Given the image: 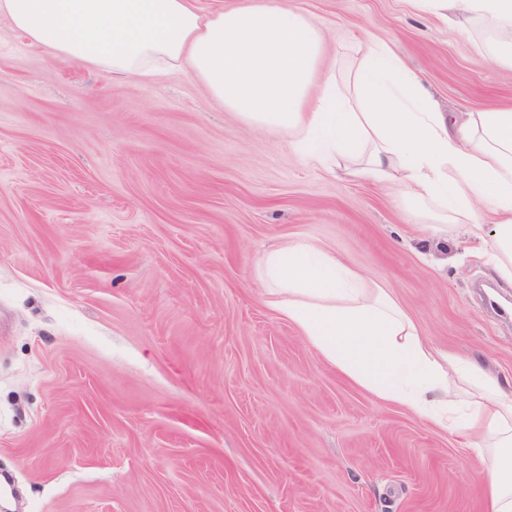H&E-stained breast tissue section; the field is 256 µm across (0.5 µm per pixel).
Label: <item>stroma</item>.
Here are the masks:
<instances>
[{
	"mask_svg": "<svg viewBox=\"0 0 512 512\" xmlns=\"http://www.w3.org/2000/svg\"><path fill=\"white\" fill-rule=\"evenodd\" d=\"M321 73L389 41L441 111L512 106V69L408 0H292ZM179 68L125 80L0 20V483L12 512H483L490 461L326 363L267 303L305 239L434 347L512 389V287Z\"/></svg>",
	"mask_w": 512,
	"mask_h": 512,
	"instance_id": "35a3bbf8",
	"label": "stroma"
}]
</instances>
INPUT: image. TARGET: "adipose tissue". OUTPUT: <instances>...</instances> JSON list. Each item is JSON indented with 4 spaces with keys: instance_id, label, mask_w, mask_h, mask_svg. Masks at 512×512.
I'll list each match as a JSON object with an SVG mask.
<instances>
[{
    "instance_id": "ef3b65f1",
    "label": "adipose tissue",
    "mask_w": 512,
    "mask_h": 512,
    "mask_svg": "<svg viewBox=\"0 0 512 512\" xmlns=\"http://www.w3.org/2000/svg\"><path fill=\"white\" fill-rule=\"evenodd\" d=\"M457 31L483 30V57L512 69V0H410ZM0 18L31 45L127 78L185 69L225 109L293 137L313 161L396 187L429 224H465L512 283V108L441 112L420 77L382 39L357 43L344 81L310 87L325 35L291 0H0ZM491 236H484V225ZM258 272L278 316L364 389L492 452L485 512H512V393L474 362L437 352L403 308L325 247L294 240Z\"/></svg>"
}]
</instances>
